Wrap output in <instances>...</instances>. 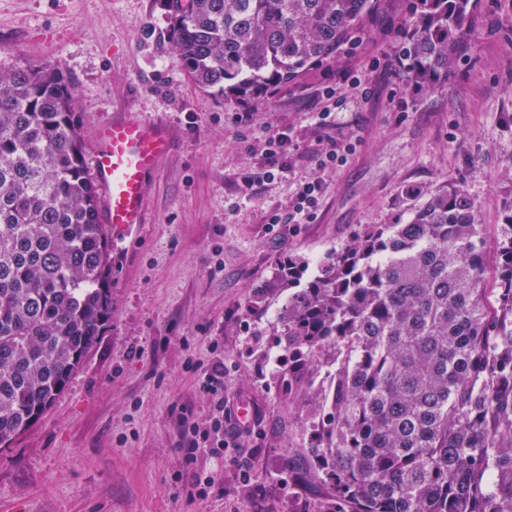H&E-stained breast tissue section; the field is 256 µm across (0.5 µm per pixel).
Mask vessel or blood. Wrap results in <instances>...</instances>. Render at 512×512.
Returning <instances> with one entry per match:
<instances>
[{
	"label": "vessel or blood",
	"instance_id": "vessel-or-blood-1",
	"mask_svg": "<svg viewBox=\"0 0 512 512\" xmlns=\"http://www.w3.org/2000/svg\"><path fill=\"white\" fill-rule=\"evenodd\" d=\"M169 149L168 132L149 120L119 113L98 126L94 167L104 221L115 233L141 224L149 180Z\"/></svg>",
	"mask_w": 512,
	"mask_h": 512
}]
</instances>
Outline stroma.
Instances as JSON below:
<instances>
[{"mask_svg":"<svg viewBox=\"0 0 512 512\" xmlns=\"http://www.w3.org/2000/svg\"><path fill=\"white\" fill-rule=\"evenodd\" d=\"M408 0H382L358 34L352 65L373 95L347 90L335 135L355 150L318 169L315 112L340 62L308 70L258 100L199 89L178 64L161 0H0V69L25 61L57 66L75 83L86 169L95 131L117 112L165 124L172 149L149 190L134 236L112 240V318L51 409L0 447V512H312L322 488L312 475L313 394L281 392L263 355L287 293L255 296L276 264L320 263L371 224H389L403 186L463 185L479 206L488 248L512 211V0H482L477 35L454 71L431 89L403 71L372 68L396 51ZM252 115L250 127L235 121ZM291 131L289 171L245 187L260 168L266 133ZM326 184L307 224L269 227L299 184ZM224 357L225 396L257 420L204 472L225 496L188 500L176 446L177 414L209 424L210 402L193 361ZM251 455L242 483L236 458Z\"/></svg>","mask_w":512,"mask_h":512,"instance_id":"1","label":"stroma"}]
</instances>
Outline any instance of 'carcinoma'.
Segmentation results:
<instances>
[{"instance_id": "carcinoma-1", "label": "carcinoma", "mask_w": 512, "mask_h": 512, "mask_svg": "<svg viewBox=\"0 0 512 512\" xmlns=\"http://www.w3.org/2000/svg\"><path fill=\"white\" fill-rule=\"evenodd\" d=\"M164 2L195 85L250 98L336 59L379 0ZM411 2L398 52L424 89L476 37L481 0ZM401 202L280 313L273 349L288 395L332 376L307 449L328 490L321 512H512V236L488 254L478 205L458 185L406 188ZM307 266L283 261L261 289H290ZM111 274L73 81L48 64L0 70L1 448L97 345Z\"/></svg>"}]
</instances>
